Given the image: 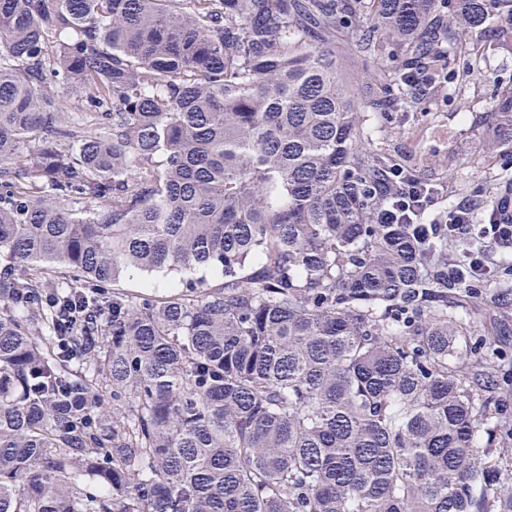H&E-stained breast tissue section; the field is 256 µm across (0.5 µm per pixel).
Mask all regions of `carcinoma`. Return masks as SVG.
Segmentation results:
<instances>
[{
    "label": "carcinoma",
    "instance_id": "cac0c4a2",
    "mask_svg": "<svg viewBox=\"0 0 512 512\" xmlns=\"http://www.w3.org/2000/svg\"><path fill=\"white\" fill-rule=\"evenodd\" d=\"M491 19L512 49V0H0V512H512V271L366 119ZM349 36L391 57L358 102ZM341 44L337 45V49L344 55L346 70L345 79L351 85L353 91L361 94L364 81L362 62L359 58L357 42L355 39L344 38ZM462 264L467 265L470 270L478 273L484 278V281L492 280L497 264L492 258L482 249L466 250L458 256ZM179 281L180 276L172 273L166 275L163 273L156 274L152 277L150 282L139 273H133V275L124 282L123 286L130 291H149L157 295H163L169 291L171 284L178 283ZM147 282H149L151 288H145Z\"/></svg>",
    "mask_w": 512,
    "mask_h": 512
}]
</instances>
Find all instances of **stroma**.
<instances>
[{
  "mask_svg": "<svg viewBox=\"0 0 512 512\" xmlns=\"http://www.w3.org/2000/svg\"><path fill=\"white\" fill-rule=\"evenodd\" d=\"M480 51L455 62L466 79L460 93L433 89L413 111L393 117L374 112L373 125L386 129V143L397 160L408 163L441 194L434 212L475 195H487L499 167L512 166V149L494 157L484 153L483 118L498 95L512 88V52L502 49L495 28L473 37Z\"/></svg>",
  "mask_w": 512,
  "mask_h": 512,
  "instance_id": "stroma-1",
  "label": "stroma"
}]
</instances>
